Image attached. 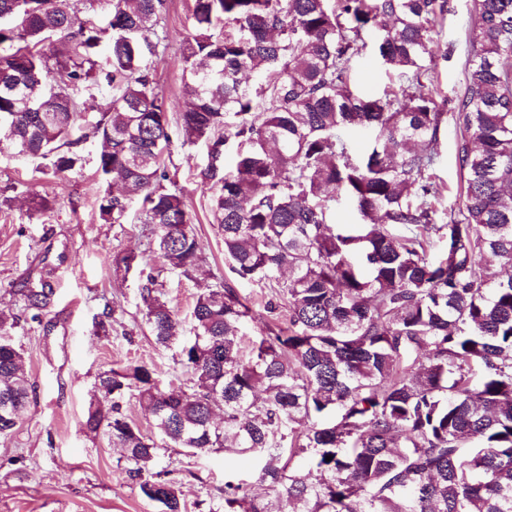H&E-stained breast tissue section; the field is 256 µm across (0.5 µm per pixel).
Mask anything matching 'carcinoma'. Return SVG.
Segmentation results:
<instances>
[{
  "label": "carcinoma",
  "mask_w": 512,
  "mask_h": 512,
  "mask_svg": "<svg viewBox=\"0 0 512 512\" xmlns=\"http://www.w3.org/2000/svg\"><path fill=\"white\" fill-rule=\"evenodd\" d=\"M106 23L79 17L77 4ZM166 0H0V138L48 161L82 166L101 143L103 221L125 224L141 200L149 251H122L115 270L142 280L155 342L178 334L159 277L195 280L179 390L146 364L98 377L84 427L122 450L127 474L162 512H183L175 483L155 477L157 450L228 451L263 461L259 482L279 512H512V0H477L468 78L452 115L424 87L447 52L435 46L447 0H194L183 44L190 109L182 144L203 141L196 177L217 188L224 256L241 281L273 288L285 327L244 341L252 309L228 282H200L206 258L163 156L171 125L149 57L163 40ZM378 34L398 74L380 97L350 87L354 46ZM106 96L82 131L77 98ZM464 134L462 205L438 207L432 170L447 119ZM376 132L356 156L344 131ZM238 140L232 169L226 145ZM345 196L359 223L332 224ZM40 320L49 288L20 289ZM0 313V435L28 404L24 352ZM134 397L149 436L122 412ZM332 456L326 460V456ZM222 512H270L225 476Z\"/></svg>",
  "instance_id": "obj_1"
}]
</instances>
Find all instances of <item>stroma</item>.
I'll list each match as a JSON object with an SVG mask.
<instances>
[{
  "label": "stroma",
  "instance_id": "stroma-1",
  "mask_svg": "<svg viewBox=\"0 0 512 512\" xmlns=\"http://www.w3.org/2000/svg\"><path fill=\"white\" fill-rule=\"evenodd\" d=\"M192 0H167L160 25L165 41L153 60L158 88L165 97L171 125H178L189 106L185 92L182 48L192 31ZM475 0H448V12L435 39L447 48L434 75L451 112L465 90L468 35L476 22ZM365 50L351 62V75L366 92L383 93L397 86L375 51V34H365ZM462 133L442 126L435 181L440 205L458 207L463 181L457 161ZM100 143L83 146V166L57 176L45 161L19 157L0 149V311L19 317L12 335L24 351L29 403L13 432L0 437V512H160L141 496L126 473L121 451L104 435L87 432L82 422L96 393L98 377L111 368L134 363L154 367L165 388L185 385L190 374L176 360L174 348L157 345L142 318L137 273L115 271V253L146 251L148 239L140 222V204L132 202L124 224H107L98 202L107 189L96 172ZM205 143L183 144L174 137L165 164L183 192L206 263L203 279L234 282L224 259V237L212 211L215 187L201 183L196 172L207 161ZM49 196L46 211L34 207L30 192ZM48 283L53 303L40 320L23 313L18 289ZM254 321L246 336L258 335L265 323H286L288 312H267L272 296L266 285L242 283ZM113 314L102 319L104 307ZM105 320L106 331L95 327ZM154 469L174 481L185 512H213L224 503V475L246 480L253 493L273 501L259 480V468L248 457L220 452L191 457L180 448L160 449Z\"/></svg>",
  "mask_w": 512,
  "mask_h": 512
}]
</instances>
